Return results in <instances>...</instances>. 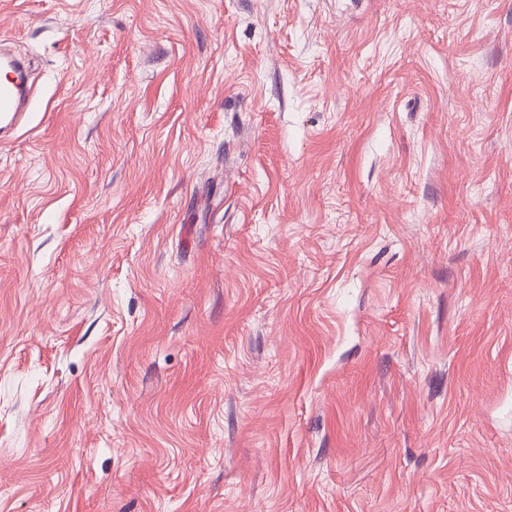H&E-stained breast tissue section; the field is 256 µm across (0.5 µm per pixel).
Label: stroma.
Segmentation results:
<instances>
[{"mask_svg": "<svg viewBox=\"0 0 512 512\" xmlns=\"http://www.w3.org/2000/svg\"><path fill=\"white\" fill-rule=\"evenodd\" d=\"M0 512H512V0H0ZM5 63L8 71L4 80H0V132L10 133L18 124L21 112L30 103L35 92L28 84L27 70L21 62L9 60Z\"/></svg>", "mask_w": 512, "mask_h": 512, "instance_id": "1", "label": "stroma"}]
</instances>
